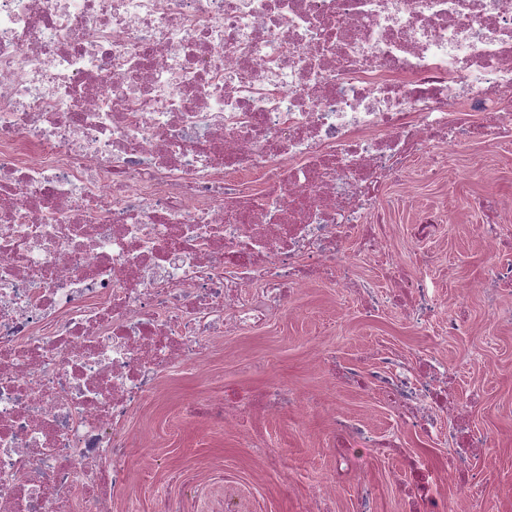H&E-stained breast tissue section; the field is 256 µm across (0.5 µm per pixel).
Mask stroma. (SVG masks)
Instances as JSON below:
<instances>
[{
  "label": "stroma",
  "mask_w": 512,
  "mask_h": 512,
  "mask_svg": "<svg viewBox=\"0 0 512 512\" xmlns=\"http://www.w3.org/2000/svg\"><path fill=\"white\" fill-rule=\"evenodd\" d=\"M483 197L512 210V146L463 142L449 149L441 180L416 182L413 201L401 199L390 187L378 203L392 226L388 250L401 255L406 275L425 280L438 306L462 310L469 334L451 336L436 326L421 335L405 313L387 303L396 281L382 258H358L355 242L347 241L357 288L313 283L292 309L265 326L243 329L211 352L203 368L187 366L159 377L160 395L149 396L125 424L134 463L112 512H126L130 505L136 512H158L178 473L206 480L191 495V512H218L228 478L236 482L244 512H304L310 483L326 481L336 466L335 450L323 441L328 428L323 414L256 411L251 420L255 433L271 453L285 456L282 465L267 467L235 429L188 419L183 408L227 390L245 398L272 385L302 393L325 391L353 423L372 435H386L397 431V423L376 390L344 376L350 369L374 367L373 352L384 349L398 353L412 368L429 351L447 361L455 394L468 407L467 428L487 438L484 447L471 451L473 494L485 512H512V321L497 313L512 299L493 291L495 273L512 267V244L494 256L483 250L474 232L475 225L491 218L476 206ZM431 213L452 219V226L433 240H417L414 224ZM397 433L400 447L444 466L445 443L407 430ZM358 454V469L334 490L331 512H360L367 489L372 492L370 512H406L397 481L401 456H377L364 448Z\"/></svg>",
  "instance_id": "stroma-1"
}]
</instances>
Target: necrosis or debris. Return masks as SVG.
Returning <instances> with one entry per match:
<instances>
[{
  "label": "necrosis or debris",
  "mask_w": 512,
  "mask_h": 512,
  "mask_svg": "<svg viewBox=\"0 0 512 512\" xmlns=\"http://www.w3.org/2000/svg\"><path fill=\"white\" fill-rule=\"evenodd\" d=\"M512 143V0H0V512H112L123 426L158 377L202 365L312 282L353 287L342 247L380 254L390 184L441 179L462 136ZM260 176L261 188L242 180ZM397 305L438 311L419 278ZM409 512L468 490L466 411L446 368L381 357ZM227 394L191 418L236 427ZM397 442L400 448H407L410 452L417 454H426L429 456L432 463L441 468L446 462V448L444 441L438 440L425 441L418 434L404 430L397 436Z\"/></svg>",
  "instance_id": "necrosis-or-debris-1"
}]
</instances>
